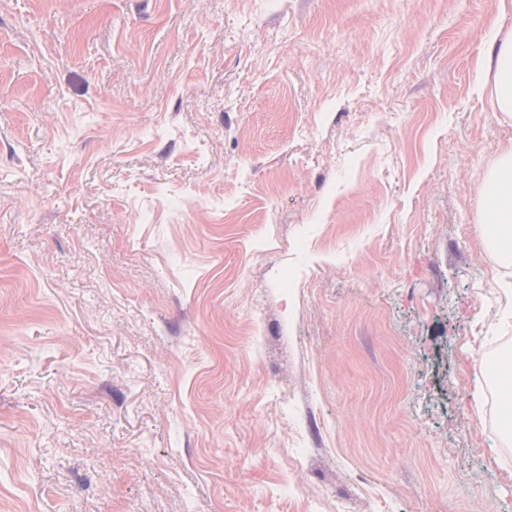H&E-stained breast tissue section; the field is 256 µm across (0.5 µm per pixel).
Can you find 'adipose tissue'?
<instances>
[{
	"label": "adipose tissue",
	"instance_id": "ef3b65f1",
	"mask_svg": "<svg viewBox=\"0 0 512 512\" xmlns=\"http://www.w3.org/2000/svg\"><path fill=\"white\" fill-rule=\"evenodd\" d=\"M486 64L494 73V105L512 113V31L490 46ZM486 205L481 222L485 226L487 251L502 266L512 264V146L500 153L485 180Z\"/></svg>",
	"mask_w": 512,
	"mask_h": 512
}]
</instances>
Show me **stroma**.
<instances>
[{
    "label": "stroma",
    "instance_id": "1",
    "mask_svg": "<svg viewBox=\"0 0 512 512\" xmlns=\"http://www.w3.org/2000/svg\"><path fill=\"white\" fill-rule=\"evenodd\" d=\"M512 0H0V512H512L482 238ZM494 71V105L499 112L512 115V31L490 46L485 57Z\"/></svg>",
    "mask_w": 512,
    "mask_h": 512
}]
</instances>
